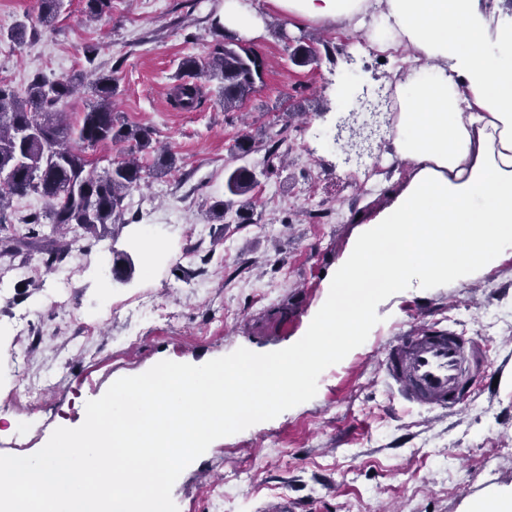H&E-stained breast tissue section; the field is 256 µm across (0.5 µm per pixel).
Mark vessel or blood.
<instances>
[{
    "label": "vessel or blood",
    "instance_id": "vessel-or-blood-1",
    "mask_svg": "<svg viewBox=\"0 0 512 512\" xmlns=\"http://www.w3.org/2000/svg\"><path fill=\"white\" fill-rule=\"evenodd\" d=\"M479 361L478 340L433 325L396 337L382 358L391 392L428 411L463 405Z\"/></svg>",
    "mask_w": 512,
    "mask_h": 512
}]
</instances>
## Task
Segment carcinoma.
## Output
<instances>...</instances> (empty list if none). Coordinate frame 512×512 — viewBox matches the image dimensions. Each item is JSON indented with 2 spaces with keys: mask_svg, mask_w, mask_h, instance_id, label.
Listing matches in <instances>:
<instances>
[{
  "mask_svg": "<svg viewBox=\"0 0 512 512\" xmlns=\"http://www.w3.org/2000/svg\"><path fill=\"white\" fill-rule=\"evenodd\" d=\"M63 0H40L37 21L24 22L10 30L8 36L22 44L28 30L49 26L59 15ZM210 76L224 82V108L242 103L255 89V77L261 64L243 56L227 45L216 47L206 63ZM72 80H50L35 76L25 95L0 80V225L12 220L6 205L15 197L28 193L40 195L47 204L43 212L20 218L34 226L48 220L67 226L78 224L95 235L100 227L116 223L124 211L127 192L145 179V170L137 155L155 151L151 132L131 126L112 112V95L116 81L101 74L94 82V101L71 123L58 110L60 101L70 97ZM200 90L196 85L177 88L176 102L184 109L197 106ZM124 142L129 154L112 164L103 174L89 169L86 149L102 143ZM258 184L254 170L240 166L225 175V187L233 196H245Z\"/></svg>",
  "mask_w": 512,
  "mask_h": 512,
  "instance_id": "cac0c4a2",
  "label": "carcinoma"
}]
</instances>
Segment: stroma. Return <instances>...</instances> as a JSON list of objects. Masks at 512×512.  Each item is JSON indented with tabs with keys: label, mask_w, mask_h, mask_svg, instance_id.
Returning a JSON list of instances; mask_svg holds the SVG:
<instances>
[{
	"label": "stroma",
	"mask_w": 512,
	"mask_h": 512,
	"mask_svg": "<svg viewBox=\"0 0 512 512\" xmlns=\"http://www.w3.org/2000/svg\"><path fill=\"white\" fill-rule=\"evenodd\" d=\"M264 23L256 36L226 32L224 0H112L87 21L83 0H64L52 27L24 44L7 31L36 17L39 0H0V80L24 89L37 73L112 74L114 111L149 129L174 159L124 200V226L91 237L79 225L45 223L30 236L20 218L45 209L36 194L13 198L0 226V458L36 452L62 428L85 422L88 399L165 363L204 364L243 353L269 357L305 339L327 277L384 206L408 169L393 156L388 115L362 156L336 148L337 80L386 87L394 69L358 32L299 23L266 0H247ZM226 44L258 55L263 83L234 112L219 80L186 76L185 57ZM96 46L94 61L85 50ZM315 59L294 62L297 46ZM192 79L197 109L173 106ZM253 152L237 156L236 140ZM281 143L275 172L265 149ZM260 174L251 196L224 189V171ZM224 200L227 211L212 205ZM131 274H109L115 254ZM42 274L30 276L29 265ZM98 327L86 335L84 327ZM429 323L478 337L483 363L465 405L430 413L389 391L384 346ZM37 399L8 405L15 384ZM512 487V255L488 271L436 288L382 296L368 336L323 363L311 392L225 430L168 486L170 512H263L296 500L299 512H465L493 488Z\"/></svg>",
	"instance_id": "stroma-1"
}]
</instances>
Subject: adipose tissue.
Segmentation results:
<instances>
[{"instance_id": "ef3b65f1", "label": "adipose tissue", "mask_w": 512, "mask_h": 512, "mask_svg": "<svg viewBox=\"0 0 512 512\" xmlns=\"http://www.w3.org/2000/svg\"><path fill=\"white\" fill-rule=\"evenodd\" d=\"M305 22H384L401 47L391 144L411 175L328 279L307 339L269 359L171 364L85 404L86 423L37 453L0 459V512H168L176 468L238 413L306 393L357 345L377 299L434 288L512 252V9L504 0H269Z\"/></svg>"}]
</instances>
